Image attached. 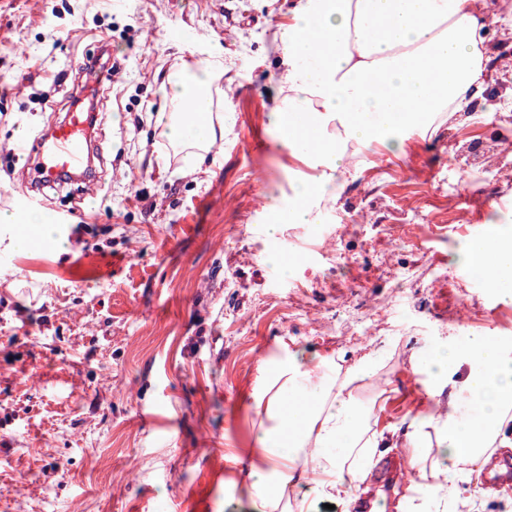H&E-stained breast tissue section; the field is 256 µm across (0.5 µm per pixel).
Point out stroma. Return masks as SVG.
<instances>
[{
  "label": "stroma",
  "instance_id": "1",
  "mask_svg": "<svg viewBox=\"0 0 512 512\" xmlns=\"http://www.w3.org/2000/svg\"><path fill=\"white\" fill-rule=\"evenodd\" d=\"M293 0H0V210L38 156L13 149L84 96L78 64L109 49L101 187L45 188L64 250L0 246V492L7 512H247L225 488L224 455L248 447L250 398L279 349L373 357L361 389L378 428L428 420L437 403L409 356L472 337L512 343V302L458 268L463 243L512 233V72L476 111L403 152L348 145L349 173L318 224L275 237L264 206L287 203L305 165L276 142L283 70L272 41ZM223 55L224 147L185 172L160 136L174 64ZM64 83H56L60 72ZM295 254L284 272L268 252ZM478 512H512V490L457 478Z\"/></svg>",
  "mask_w": 512,
  "mask_h": 512
}]
</instances>
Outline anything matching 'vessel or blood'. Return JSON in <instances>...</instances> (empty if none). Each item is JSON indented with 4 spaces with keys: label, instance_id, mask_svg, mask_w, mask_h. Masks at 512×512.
Here are the masks:
<instances>
[{
    "label": "vessel or blood",
    "instance_id": "vessel-or-blood-1",
    "mask_svg": "<svg viewBox=\"0 0 512 512\" xmlns=\"http://www.w3.org/2000/svg\"><path fill=\"white\" fill-rule=\"evenodd\" d=\"M95 115L91 112L69 111L66 118L35 140L39 166L34 179L59 182L74 177L93 176L88 146L92 141ZM487 481L501 485L512 482V461L491 459L484 471Z\"/></svg>",
    "mask_w": 512,
    "mask_h": 512
}]
</instances>
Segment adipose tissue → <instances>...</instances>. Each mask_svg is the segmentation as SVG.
Returning a JSON list of instances; mask_svg holds the SVG:
<instances>
[{"instance_id":"ef3b65f1","label":"adipose tissue","mask_w":512,"mask_h":512,"mask_svg":"<svg viewBox=\"0 0 512 512\" xmlns=\"http://www.w3.org/2000/svg\"><path fill=\"white\" fill-rule=\"evenodd\" d=\"M498 20L493 0H296L287 25L274 33L284 70L272 115L278 143L310 172L294 181L288 206L268 204L267 235L285 224L321 222L320 201L350 169L347 142L399 152L409 135L483 103V29ZM223 76V57L212 56L170 71L163 84L169 109L159 119L161 136L186 152L190 168L224 146ZM0 226L16 227L12 245L21 252L65 245L47 212L1 210ZM459 264L483 270L489 288L512 301V236L470 238ZM410 365L447 396L433 417L436 434L414 420L398 432L375 429L374 405L357 397L375 373L372 360L343 369L287 352L265 361L252 393L265 419L248 455L226 454L230 487L252 512H320L324 502L357 512L380 449L395 447L400 435L414 479L395 512L447 500L457 472L512 447V348L475 336L467 354L442 344Z\"/></svg>"}]
</instances>
